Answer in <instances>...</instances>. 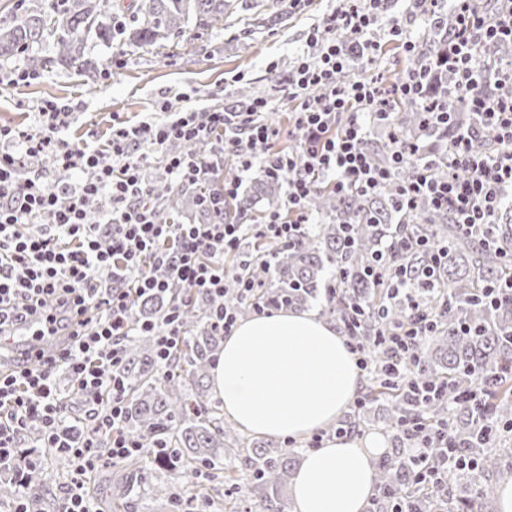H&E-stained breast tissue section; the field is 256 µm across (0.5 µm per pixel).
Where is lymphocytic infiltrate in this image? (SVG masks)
I'll use <instances>...</instances> for the list:
<instances>
[{"label":"lymphocytic infiltrate","instance_id":"obj_1","mask_svg":"<svg viewBox=\"0 0 512 512\" xmlns=\"http://www.w3.org/2000/svg\"><path fill=\"white\" fill-rule=\"evenodd\" d=\"M487 13L477 0H444L456 25L448 35V65L456 75L449 94L471 91L480 62L477 46L494 47L512 41V0H499ZM391 0H344L324 25L313 26L307 48L288 74V99L294 104V133L300 149L284 154L273 150L277 129L268 121L267 98L229 111H173L161 102L168 121H115L104 144L72 147L62 132L71 117L68 105L44 102L34 123L20 129L0 126V341L12 329L38 330L40 341L29 344L14 366L0 367V467H18L22 496L7 512H33L26 496L42 471L39 455L19 454V440L30 426H39L40 445L55 449L69 467L63 512H98L86 490L87 474L101 464L120 463L140 453L138 440L125 428L127 389L122 377L126 361L124 338L129 313L143 297L163 292L165 280L151 268L160 263L188 293L223 296L227 286L224 257L236 253L247 234L279 242L299 240L312 217L308 203L320 184L336 194H375L386 188L395 168L411 165L412 181L402 186L396 201L400 213L427 203L453 216L461 232L483 228L486 245H493L495 214L512 190V64L501 69L499 90L472 94L469 109L480 126L492 129L497 147L476 149V129L461 128L451 146L434 154L398 148L387 166L375 165L368 154L371 125L385 123L389 99L427 102L428 121L447 125V102H428L425 72L408 74L392 91L376 76L353 74L356 64L372 61L383 41L399 43L414 53L418 38L407 26L388 20ZM479 126V127H480ZM186 143L203 145L199 155L182 152ZM262 153H255L256 145ZM233 151L242 170L260 166L287 184L285 213H272L260 224L221 220L199 224H163L148 190L145 172L150 154H160L165 168L181 186L205 190V212L223 210L241 182L212 183ZM52 156L57 167L79 174L77 184L46 185L21 175L28 159ZM448 170L436 177L437 168ZM97 221H90V214ZM111 270V282L100 278ZM403 294L412 310L409 321L392 333L345 343L359 371L375 346L388 354V376L405 391L425 400L435 387L412 377L417 345L434 326L421 310L411 288ZM142 335L151 337L159 370L169 374L171 358L183 338L178 311L163 320L145 321ZM65 373L75 391H107V408L95 411L82 436H74L65 420L56 375Z\"/></svg>","mask_w":512,"mask_h":512}]
</instances>
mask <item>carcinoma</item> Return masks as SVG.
Returning <instances> with one entry per match:
<instances>
[{
	"mask_svg": "<svg viewBox=\"0 0 512 512\" xmlns=\"http://www.w3.org/2000/svg\"><path fill=\"white\" fill-rule=\"evenodd\" d=\"M241 6L242 0H131L134 24L118 34L112 0H52L48 8L27 10L13 24L0 28V60L51 39L59 64L91 73L96 65L86 54V44L92 39L145 50L175 33L221 28L238 15ZM453 25V16L440 10L438 21L420 42L419 53L407 60L405 71L436 62L446 50ZM433 70L432 99L453 83L447 68L435 66ZM466 102L467 98L460 96L449 106L456 126L470 122ZM384 130L381 140L369 146L377 165L387 163L391 147L427 138L424 104H394ZM412 176L413 169L404 167L389 187L374 195L319 190L310 202L319 223L312 225L301 241H246L249 259L237 263L231 275H247L257 286L256 293L242 298L231 288L224 303L244 318L258 303L286 302L298 308L322 294L321 315L359 337L379 336L406 322V305L389 298L386 285L366 270L396 245L401 232V225L394 223L400 215L397 190ZM282 187L283 179L261 175L248 193L224 202V221L232 222L260 202L267 204V211H277ZM150 191L160 203L158 218L162 222L168 221L172 210L208 218L196 193L178 189L161 176L152 181ZM497 217L502 221L497 233L506 240L512 236V208L501 207ZM408 220L434 246L449 247L448 262L435 270L433 290L422 298L423 309L437 318V325L422 339L414 368L418 381L446 385L448 391L421 406L409 403L405 391L387 380L382 371L386 356L382 348L375 347L361 392L362 406L352 407L328 432L338 428L360 432L376 423L390 439L387 454L371 462L375 494L368 512H393L398 506L410 512H488L487 505L497 498V483L512 481V449L484 443L488 428L498 431L512 425V299L491 307L484 302L482 288L505 280L512 271L499 252L477 243L480 233L460 234L444 212L422 203ZM390 261L401 281L418 285V274L429 264L430 255L427 250L398 248L391 252ZM339 270L340 276L336 275ZM174 305L180 307L185 336L171 360L170 375L158 373L150 337L135 331L126 341L123 376L129 392L125 427L151 453L125 462L126 473L116 486L115 507H128L142 478L143 460H156L158 447L164 445L173 451L160 460L167 467L190 474L206 469L213 478L224 477L228 486L224 508L230 512H290L283 490L290 482L295 458L304 449L258 445L219 417L208 403L209 369L221 339L210 323L212 300L189 297L180 283L173 281L165 292L135 304L131 324L135 327L143 319H160ZM353 305L363 309L355 322L348 320ZM481 380L488 387L487 397L481 408L474 409L463 402V396ZM381 402L386 408L374 422L371 412ZM420 413L432 427H448V441L476 468L451 473L436 484L411 483L413 463L406 452L409 441L402 426Z\"/></svg>",
	"mask_w": 512,
	"mask_h": 512,
	"instance_id": "1",
	"label": "carcinoma"
}]
</instances>
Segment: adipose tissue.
<instances>
[{
  "label": "adipose tissue",
  "instance_id": "1",
  "mask_svg": "<svg viewBox=\"0 0 512 512\" xmlns=\"http://www.w3.org/2000/svg\"><path fill=\"white\" fill-rule=\"evenodd\" d=\"M360 376L335 325L311 311L240 322L216 356L212 383L225 415L247 433L305 437L334 423ZM379 434L340 438L308 453L292 478V512H365Z\"/></svg>",
  "mask_w": 512,
  "mask_h": 512
}]
</instances>
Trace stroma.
I'll use <instances>...</instances> for the list:
<instances>
[{
	"label": "stroma",
	"mask_w": 512,
	"mask_h": 512,
	"mask_svg": "<svg viewBox=\"0 0 512 512\" xmlns=\"http://www.w3.org/2000/svg\"><path fill=\"white\" fill-rule=\"evenodd\" d=\"M336 5V0H248L246 10L224 28L173 35L154 49L134 52L90 43L87 52L98 67H105L111 55L124 56L123 67L108 79L52 64V45L40 46L49 66L39 69L35 80L0 88V125L24 127L43 102H71L76 110L64 136L81 146L104 141L113 117L160 119L161 100L177 108L230 107L238 91L248 87L277 99L269 114L279 131L273 147L294 150L293 107L284 92L288 70L309 30Z\"/></svg>",
	"instance_id": "obj_1"
}]
</instances>
